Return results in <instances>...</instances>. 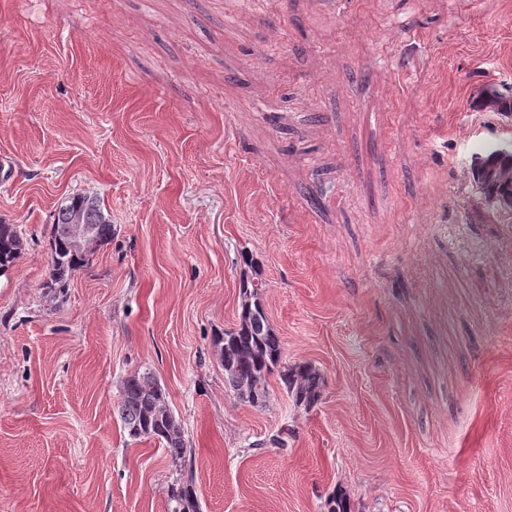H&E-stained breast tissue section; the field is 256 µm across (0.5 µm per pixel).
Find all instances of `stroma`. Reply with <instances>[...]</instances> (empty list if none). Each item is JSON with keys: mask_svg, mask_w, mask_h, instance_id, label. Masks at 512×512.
<instances>
[{"mask_svg": "<svg viewBox=\"0 0 512 512\" xmlns=\"http://www.w3.org/2000/svg\"><path fill=\"white\" fill-rule=\"evenodd\" d=\"M484 89L512 90V0H0V512H170L116 410L146 368L200 512H512V218L470 170L512 116ZM76 193L114 235L49 303ZM245 251L311 410L224 389ZM22 248L23 238L18 225L0 222V271L14 265L21 255Z\"/></svg>", "mask_w": 512, "mask_h": 512, "instance_id": "obj_1", "label": "stroma"}]
</instances>
